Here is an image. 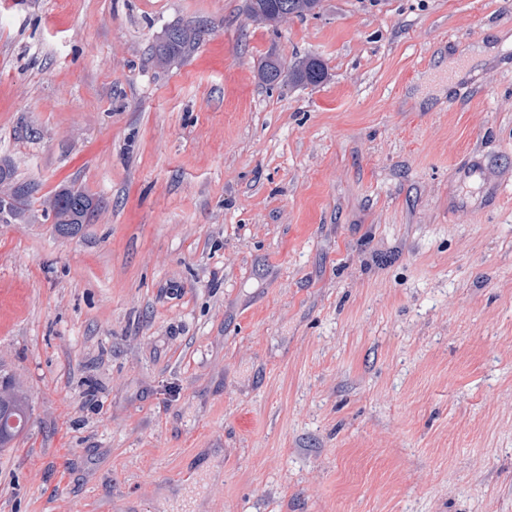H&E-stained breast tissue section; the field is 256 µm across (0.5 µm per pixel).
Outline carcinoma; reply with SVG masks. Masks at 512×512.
<instances>
[{
	"label": "carcinoma",
	"mask_w": 512,
	"mask_h": 512,
	"mask_svg": "<svg viewBox=\"0 0 512 512\" xmlns=\"http://www.w3.org/2000/svg\"><path fill=\"white\" fill-rule=\"evenodd\" d=\"M319 0H249L248 11L256 19L275 23L285 16L302 15L314 11ZM206 34L200 26L174 25L164 38L152 48L151 58L159 67H166L181 60L199 45ZM325 74L323 64L311 58L293 72L298 82L317 84ZM12 190L22 195L21 207L0 221L5 224H34L39 218L50 219L55 224H87L101 209V201L73 186L61 187L43 199L41 210L33 207L32 199L38 188L30 182L16 179L10 165L0 168V191ZM30 415L28 398L14 377L0 368V447L6 448L24 429Z\"/></svg>",
	"instance_id": "carcinoma-1"
}]
</instances>
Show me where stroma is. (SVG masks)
Wrapping results in <instances>:
<instances>
[{
	"label": "stroma",
	"instance_id": "35a3bbf8",
	"mask_svg": "<svg viewBox=\"0 0 512 512\" xmlns=\"http://www.w3.org/2000/svg\"><path fill=\"white\" fill-rule=\"evenodd\" d=\"M208 28L160 68L173 25ZM512 0H0L30 419L0 512H512ZM494 46L456 82L448 62ZM318 58L316 85L261 78ZM37 128L22 138V125ZM319 0H249L248 11L256 19L275 23L285 16L313 12ZM288 5L285 10L282 6ZM2 190H14L23 197L21 207L12 215L0 217L1 223L5 224H34L39 219V211L41 217L47 220L51 218L53 224H89L95 212L102 208V202L85 191L64 186L44 198L41 209H34L32 199L38 191L37 186L16 179L14 169L8 164L0 168V192Z\"/></svg>",
	"mask_w": 512,
	"mask_h": 512
}]
</instances>
